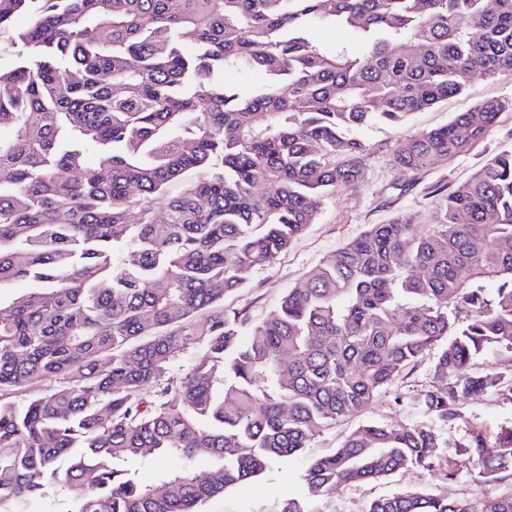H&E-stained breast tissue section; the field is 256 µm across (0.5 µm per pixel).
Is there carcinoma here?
I'll return each mask as SVG.
<instances>
[{
    "label": "carcinoma",
    "mask_w": 512,
    "mask_h": 512,
    "mask_svg": "<svg viewBox=\"0 0 512 512\" xmlns=\"http://www.w3.org/2000/svg\"><path fill=\"white\" fill-rule=\"evenodd\" d=\"M17 13L31 24L0 68V289L28 288L0 305V512H200L437 346L416 401L432 424L362 427L309 462L280 512L429 470L440 448L449 480L456 456L512 473V427L492 456L480 432L440 433L464 400H512L508 373L475 369L512 367V147L434 187L429 234L373 224L271 318L224 308L324 199L363 181L350 131L512 72V0H0V31ZM322 26L349 42L323 48ZM506 109L486 100L406 136L393 163H446ZM49 376L55 390L18 399ZM162 459L180 465L149 484L123 467ZM364 512H512V493L400 489Z\"/></svg>",
    "instance_id": "carcinoma-1"
}]
</instances>
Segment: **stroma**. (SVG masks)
Segmentation results:
<instances>
[{"mask_svg":"<svg viewBox=\"0 0 512 512\" xmlns=\"http://www.w3.org/2000/svg\"><path fill=\"white\" fill-rule=\"evenodd\" d=\"M487 99H512V75L474 77L465 90L434 108L415 114L407 123L390 126L373 123L354 129L367 149L361 164L363 181L343 188L322 205L314 224L272 263L250 270L244 288L224 300L228 309H243L252 321L271 317L283 294L295 283L313 274L332 251L359 237L370 225L384 224L401 214L412 215L417 232L424 233L436 221L431 186L456 187L467 181L486 159L512 145V112L498 115L485 137L468 152L448 163L416 174H406L392 164V150L405 134L420 133L444 124ZM432 357H424L413 370L404 372L385 387L360 413L337 421L316 435L303 453L274 463L264 474L234 487L206 503L204 512H280L285 500L300 493V475L306 463L332 454L346 437L370 424L400 427L429 423L416 404L418 394L433 381ZM462 417L450 422L444 434L449 440H465L472 430L494 435L512 426V401L495 394L466 401ZM445 461L432 469H416L367 482L350 483L336 494L312 501L311 512H363L367 503L402 488L426 489L450 496L483 497L512 492V477L486 482L467 463H460L455 480H447Z\"/></svg>","mask_w":512,"mask_h":512,"instance_id":"1","label":"stroma"}]
</instances>
